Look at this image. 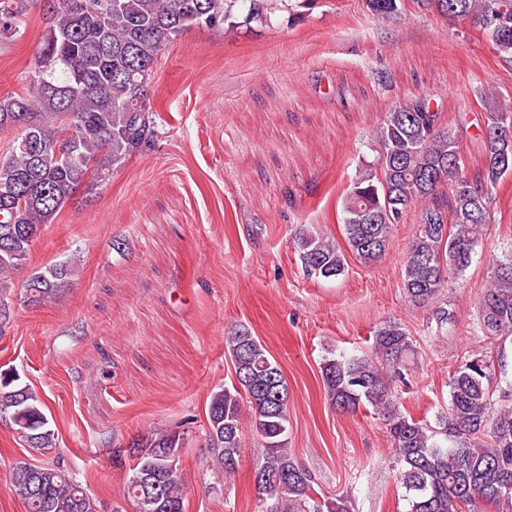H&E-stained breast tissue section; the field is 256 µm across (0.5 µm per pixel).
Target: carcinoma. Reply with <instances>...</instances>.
Returning a JSON list of instances; mask_svg holds the SVG:
<instances>
[{"instance_id":"cac0c4a2","label":"carcinoma","mask_w":512,"mask_h":512,"mask_svg":"<svg viewBox=\"0 0 512 512\" xmlns=\"http://www.w3.org/2000/svg\"><path fill=\"white\" fill-rule=\"evenodd\" d=\"M266 0H49L48 27L23 94L0 97V133H14L0 157V305L45 225L83 186L102 183L112 170L150 149L155 113L150 84L158 56L176 36L195 26L216 27L246 9L245 21L267 20ZM450 20H470L493 49L512 56V0H416ZM402 0H368L375 20L390 19ZM18 11L0 0V35L19 33ZM427 94L391 103L378 127L377 167L359 176L342 203L344 239L359 260L385 256L391 228L419 208L418 229L404 258L402 289L413 304L432 301L449 280L471 265L494 219L497 189L512 175V111L484 117L462 111L448 127ZM481 129L482 167L469 171L460 133ZM451 201L439 204V188ZM307 272L325 279L345 272L335 243L309 232L296 237ZM70 263L30 274L26 302L53 298L71 275ZM478 328L495 354L465 357L448 382V406L431 426L398 406L396 383L407 384L412 338L396 323L374 331L371 353H342L321 364L323 386L343 412L369 406L383 421L406 489L407 512H512V388L494 397L495 367H505L512 344V253L492 262L479 298ZM237 384L210 394L206 436L212 467L237 471L249 408L259 437L254 469L257 512H352L351 500L323 497L315 479L288 451V387L280 365L242 327L226 337ZM0 417L22 433L30 448L48 450L55 432L42 402L19 375L0 371ZM178 431L162 430L130 444L127 497L136 512H185L181 472L166 454L183 447ZM11 485L26 512H98L73 476L54 464L18 462ZM165 507H160V504Z\"/></svg>"}]
</instances>
